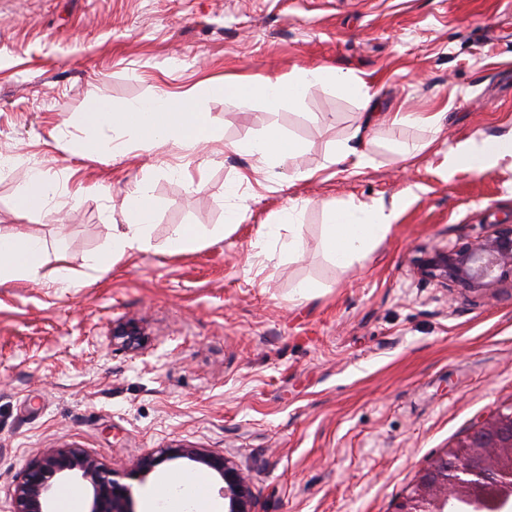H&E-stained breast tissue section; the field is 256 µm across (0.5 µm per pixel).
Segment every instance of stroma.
Masks as SVG:
<instances>
[{
	"instance_id": "stroma-1",
	"label": "stroma",
	"mask_w": 512,
	"mask_h": 512,
	"mask_svg": "<svg viewBox=\"0 0 512 512\" xmlns=\"http://www.w3.org/2000/svg\"><path fill=\"white\" fill-rule=\"evenodd\" d=\"M314 68L363 77L371 102L327 85L270 112L198 91ZM161 91L193 93L217 139L75 154L81 113ZM398 112L419 120L391 124ZM273 125L299 146L285 165L230 150ZM511 132L502 0H0V155L40 161L66 218H16L22 176L0 179V230L47 247L38 281L0 285V512L41 452L78 448L123 473L178 445L224 451L255 512H394L432 456L512 402V282L478 295L417 271L432 248L512 225V156L484 174L447 169L459 143ZM342 143L366 166L330 163ZM407 144L422 150L403 161ZM143 187L156 202L145 250L89 269ZM406 189L388 237L336 268L325 206L388 205ZM291 208L297 223L277 224ZM180 225L201 242L172 254ZM292 233L297 256L283 248ZM61 261L76 287H56ZM302 281L320 292L299 297ZM121 327L141 350L113 344Z\"/></svg>"
}]
</instances>
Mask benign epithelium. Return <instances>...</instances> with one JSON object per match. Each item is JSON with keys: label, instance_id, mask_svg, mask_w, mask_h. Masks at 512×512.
<instances>
[{"label": "benign epithelium", "instance_id": "1", "mask_svg": "<svg viewBox=\"0 0 512 512\" xmlns=\"http://www.w3.org/2000/svg\"><path fill=\"white\" fill-rule=\"evenodd\" d=\"M419 274L441 283H452L482 292L512 279V225L477 238L459 248H435L418 267ZM112 341L128 350H138L143 339L131 328L113 332ZM456 447L469 448L448 471V451L431 458L420 471L411 492L396 505V512H448V501L458 499L471 506L467 512H482L486 497L477 496L481 482L474 462L491 470L497 509L508 506L512 495V405L492 410ZM186 459L199 470L220 478V493L227 512H254L248 475L220 450L171 446L141 457L125 478L145 483L156 468L169 460ZM66 480H79L92 490L88 512H133L132 487L113 478L98 459L77 448H56L38 454L20 472L11 493V512H51L54 487Z\"/></svg>", "mask_w": 512, "mask_h": 512}]
</instances>
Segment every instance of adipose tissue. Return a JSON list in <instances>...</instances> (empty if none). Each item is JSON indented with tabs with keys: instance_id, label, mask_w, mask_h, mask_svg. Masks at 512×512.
Segmentation results:
<instances>
[{
	"instance_id": "ef3b65f1",
	"label": "adipose tissue",
	"mask_w": 512,
	"mask_h": 512,
	"mask_svg": "<svg viewBox=\"0 0 512 512\" xmlns=\"http://www.w3.org/2000/svg\"><path fill=\"white\" fill-rule=\"evenodd\" d=\"M328 84L353 99L365 103L372 99L364 79L326 68L301 70L286 80L237 77L226 80L221 90L242 100H261L274 112L287 102L305 98L312 88ZM82 123L90 136L77 143V151L101 157L115 155L132 144L147 150L169 143L194 147L217 137L202 113L192 110L186 97L165 91L118 110L107 104L98 105L84 113ZM106 130L111 131V138H103ZM234 149L274 167L286 164L298 146L272 126L257 139L236 143ZM53 195L54 185L43 173H28L14 201L13 212L16 217H27L43 210ZM406 202L402 196L388 208L378 203L328 208L327 222L322 227L324 252L339 268L363 259L390 234ZM128 209L130 223L113 234L110 249L89 257V268L111 266L113 258L144 249L155 218V201L148 190L142 189L129 198ZM45 263V245L41 239L21 232L0 231V284L37 278ZM204 483L199 474L184 478L178 485L164 481L159 499L149 500L145 512H219L218 504L203 493Z\"/></svg>"
}]
</instances>
